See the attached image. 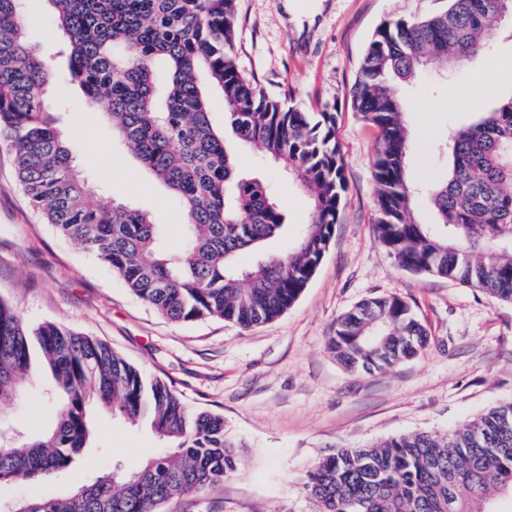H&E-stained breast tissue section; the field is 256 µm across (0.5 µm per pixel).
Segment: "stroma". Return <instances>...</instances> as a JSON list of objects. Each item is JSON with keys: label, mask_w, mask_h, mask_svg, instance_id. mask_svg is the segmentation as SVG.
<instances>
[{"label": "stroma", "mask_w": 512, "mask_h": 512, "mask_svg": "<svg viewBox=\"0 0 512 512\" xmlns=\"http://www.w3.org/2000/svg\"><path fill=\"white\" fill-rule=\"evenodd\" d=\"M448 0H238L236 57L274 96L291 93L305 112L336 115L335 137L345 160L347 200L327 251L298 300L271 322L245 331L221 319L174 322L129 293L92 255L62 242L29 204L13 158L0 145V299L31 325L50 321L106 343L127 362L164 381L189 407L222 415L226 434L244 447L236 473L200 494L179 496L161 512H312L301 478L330 447H360L413 432L442 434L512 400V302L457 282L398 268L379 243L372 163L378 131L352 106L355 83L375 31L393 18L419 19ZM33 41L54 57L50 98L77 162L103 204L133 201L161 224L168 245L182 238L181 211L150 181L116 140L103 110L69 83L59 36L45 0H27ZM479 75L448 73L432 61L399 89L415 150L410 174L439 175L445 160L424 150L448 127L465 124L478 107L512 92V39L488 51ZM286 206L287 237L309 224L308 197L282 167L256 154L241 158ZM404 298L430 334L417 357L366 373L337 361L329 348L336 319L369 297ZM34 379L17 399L0 403V428L37 432L54 415ZM95 451L36 484L0 485V503L68 496L119 461L140 466L161 442L147 430L100 413Z\"/></svg>", "instance_id": "1"}]
</instances>
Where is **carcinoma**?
<instances>
[{"label": "carcinoma", "instance_id": "carcinoma-1", "mask_svg": "<svg viewBox=\"0 0 512 512\" xmlns=\"http://www.w3.org/2000/svg\"><path fill=\"white\" fill-rule=\"evenodd\" d=\"M25 0H0V137L34 208L67 242L107 266L139 299L173 321L221 318L243 329L290 307L315 274L344 205L335 116L319 119L269 95L235 62L238 0H46L68 76L119 142L178 202L183 236L165 244L151 215L126 200L106 207L77 170L73 145L46 107L53 63L30 40ZM512 0H448L425 19L393 20L363 56L352 102L380 135L373 163L375 230L399 268L448 278L512 302V93L448 129L442 174L411 179L412 141L395 82L431 58L477 72ZM224 102L212 121L210 91ZM282 164L311 200V222L293 248L269 253L287 230L282 202L244 174L240 151ZM429 203L434 222L416 218ZM257 255L249 268L242 252ZM430 343L397 295L364 300L336 320L330 349L348 369L391 368ZM58 399L54 425L0 435V481L32 484L65 470L93 444V406L150 430L164 450L136 470L119 463L71 494L30 499L26 512H157L238 469L239 444L224 418L187 407L160 379L106 345L53 322L31 326L0 300V401L39 370ZM314 512H496L512 496V401L442 435L393 437L335 448L303 475Z\"/></svg>", "mask_w": 512, "mask_h": 512}]
</instances>
